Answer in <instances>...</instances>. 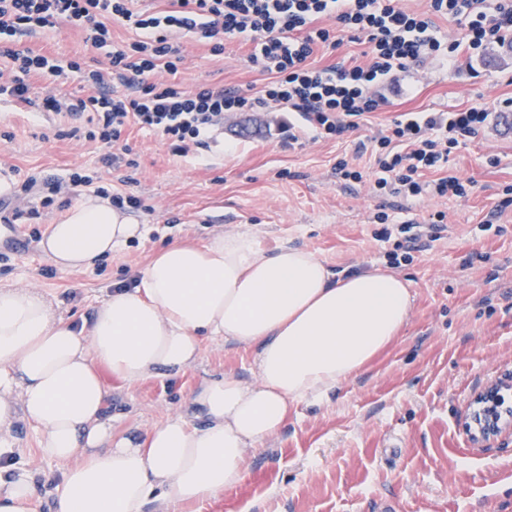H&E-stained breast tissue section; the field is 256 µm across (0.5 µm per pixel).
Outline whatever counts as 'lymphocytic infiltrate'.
Returning <instances> with one entry per match:
<instances>
[{"label": "lymphocytic infiltrate", "instance_id": "lymphocytic-infiltrate-1", "mask_svg": "<svg viewBox=\"0 0 512 512\" xmlns=\"http://www.w3.org/2000/svg\"><path fill=\"white\" fill-rule=\"evenodd\" d=\"M462 26L453 42L434 33V17ZM335 17L341 30L364 37L365 61L323 68L311 66L315 48L338 46L322 22ZM139 30L128 44L112 41V24ZM59 23L76 26L93 46L111 45L108 68L60 64L45 55L0 44V96L33 103L41 112L84 118L67 138L109 146L107 165L123 162L113 145L131 127L161 134L172 154L203 147L224 124L228 112H254L278 104L288 107L278 130L286 148L306 136L336 139L357 128L382 104L376 87L394 73L432 56L456 65L460 56L476 58L489 45L512 42V0H429L424 12H411L400 0H165L163 9L140 10L135 0H0V36L31 34ZM193 34L212 54L224 52V35L249 36L258 48L252 60L274 79L264 93L250 97L210 87L193 90L157 81L158 70L176 74L180 50L172 37ZM82 72L88 88L75 97L49 93L31 97L33 77ZM119 79L122 90L111 89ZM490 112L469 107L451 112H408L376 139L371 155L379 173L374 189L408 200L425 195L461 197L466 184L448 168V155L460 140L487 126Z\"/></svg>", "mask_w": 512, "mask_h": 512}]
</instances>
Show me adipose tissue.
Masks as SVG:
<instances>
[{"mask_svg": "<svg viewBox=\"0 0 512 512\" xmlns=\"http://www.w3.org/2000/svg\"><path fill=\"white\" fill-rule=\"evenodd\" d=\"M141 235L109 198L88 196L40 247L59 268L89 270ZM412 300L396 273H336L298 247L269 255L249 230L163 247L87 327L37 288H0V512H34V473L13 460L21 422L61 468L51 512H180L217 499L244 481L247 456L290 405L324 400L398 340ZM205 339L253 348L254 382L204 381L188 413L141 435L116 431L99 367L130 386L178 374Z\"/></svg>", "mask_w": 512, "mask_h": 512, "instance_id": "ef3b65f1", "label": "adipose tissue"}]
</instances>
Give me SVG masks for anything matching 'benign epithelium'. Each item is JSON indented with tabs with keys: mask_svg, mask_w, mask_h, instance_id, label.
<instances>
[{
	"mask_svg": "<svg viewBox=\"0 0 512 512\" xmlns=\"http://www.w3.org/2000/svg\"><path fill=\"white\" fill-rule=\"evenodd\" d=\"M512 376L496 380L472 398L463 418L466 434L476 444L491 441L512 431Z\"/></svg>",
	"mask_w": 512,
	"mask_h": 512,
	"instance_id": "benign-epithelium-1",
	"label": "benign epithelium"
}]
</instances>
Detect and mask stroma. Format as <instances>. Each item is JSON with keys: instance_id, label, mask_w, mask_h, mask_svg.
I'll return each instance as SVG.
<instances>
[{"instance_id": "35a3bbf8", "label": "stroma", "mask_w": 512, "mask_h": 512, "mask_svg": "<svg viewBox=\"0 0 512 512\" xmlns=\"http://www.w3.org/2000/svg\"><path fill=\"white\" fill-rule=\"evenodd\" d=\"M128 25H112V45L87 44L81 31L60 24L15 37L59 63L106 66L113 44L136 39ZM183 61L174 76L187 88L207 85L259 94L270 74L249 56L244 37L224 41L215 56L207 45L179 38ZM386 103L340 140L309 141L286 149L276 135L282 109L229 112L207 148L172 155L153 132L128 129L136 167H104L99 144L56 138L53 118L17 111L0 99V178L8 216L21 225L28 248L0 253V286H31L60 303L75 322L90 319L112 288L136 282L166 244L202 247L218 233L244 227L263 249L289 244L315 253L333 271L395 269L414 294L400 339L364 374L320 404L293 405L279 434L249 457L246 479L219 499L184 512H512V435L475 446L460 418L474 393L512 373V207L497 213L512 185V45L489 46L480 60L448 67L432 57L377 88ZM472 106L492 118L480 135L454 149L448 165L468 182L460 198L410 202L373 189L377 174L360 145H373L391 121L407 112H445ZM363 168L354 182L336 173L338 159ZM92 177L98 190L141 199L131 217L144 225L130 241L87 271L57 267L40 248L60 206L42 207L36 193L16 195L27 177L67 181L71 171ZM442 211L439 240L390 266L398 224L421 223ZM388 214L390 239L377 214ZM252 350L203 342L197 362L182 374L127 386L101 370L106 412L117 430L142 432L181 412L204 381L225 374L253 381ZM14 460L36 473V512H50L59 465L42 458L38 435L15 430Z\"/></svg>"}]
</instances>
